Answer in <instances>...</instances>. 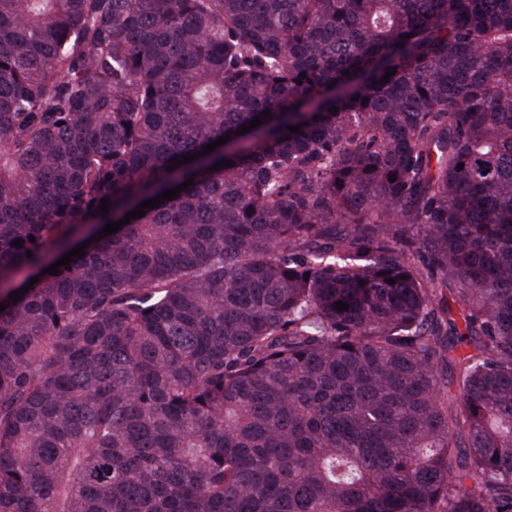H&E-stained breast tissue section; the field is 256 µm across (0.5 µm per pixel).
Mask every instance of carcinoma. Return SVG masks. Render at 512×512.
Returning <instances> with one entry per match:
<instances>
[{
    "mask_svg": "<svg viewBox=\"0 0 512 512\" xmlns=\"http://www.w3.org/2000/svg\"><path fill=\"white\" fill-rule=\"evenodd\" d=\"M0 303V512H512V0H0Z\"/></svg>",
    "mask_w": 512,
    "mask_h": 512,
    "instance_id": "1",
    "label": "carcinoma"
}]
</instances>
